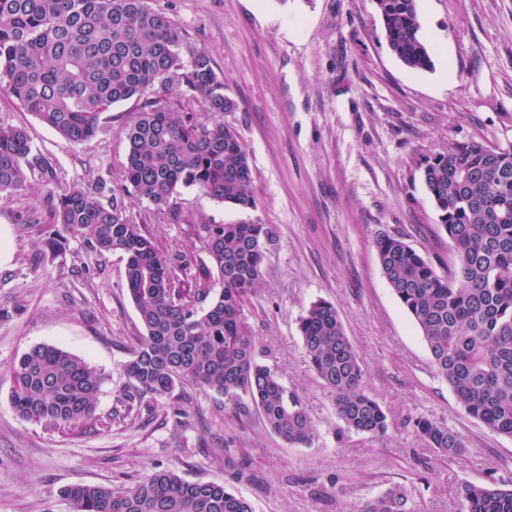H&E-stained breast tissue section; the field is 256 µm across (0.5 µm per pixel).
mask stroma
I'll return each instance as SVG.
<instances>
[{
    "mask_svg": "<svg viewBox=\"0 0 512 512\" xmlns=\"http://www.w3.org/2000/svg\"><path fill=\"white\" fill-rule=\"evenodd\" d=\"M206 54L237 105L225 113L249 152L256 206L240 209L183 191V210L212 224H273L263 280L248 321L266 361L302 399L310 446H290L259 421L239 422L221 397L154 401L152 415L113 417L129 386L123 364L142 327L121 253L68 238L51 251L41 202L82 184L111 204L122 180L120 133L133 104L102 116V133L75 145L0 98V123L25 127L48 169L27 191L0 194L9 264L0 266V512H73L63 489L135 483L156 469L223 483L254 512H358L399 484L418 512H465L461 482L512 479V439L471 418L438 374L379 265L375 238L403 234L436 268L453 260L421 178L426 158L454 142L512 146V0H418L434 66H405L390 50L376 0H149ZM162 250L200 258L185 225L148 203L132 208ZM333 302L388 415L384 436L344 428L304 356L298 321ZM61 347L104 381L93 420L58 432L18 417L13 361L32 346ZM448 425L463 455L446 459L417 434V418Z\"/></svg>",
    "mask_w": 512,
    "mask_h": 512,
    "instance_id": "35a3bbf8",
    "label": "stroma"
}]
</instances>
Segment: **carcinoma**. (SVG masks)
<instances>
[{
  "mask_svg": "<svg viewBox=\"0 0 512 512\" xmlns=\"http://www.w3.org/2000/svg\"><path fill=\"white\" fill-rule=\"evenodd\" d=\"M392 53L406 66L432 67L417 0H377ZM182 35L148 0H0V95L73 144L101 131V116L136 100L121 132L127 142L122 196L104 204L82 185L44 196L47 244L65 236L125 259L129 298L143 328L124 373L134 390L120 398L123 418L144 403L189 398L186 387L224 397L235 416L261 418L290 446H308L313 423L301 401L265 356L247 321L278 237L272 224H208L181 208L194 189L222 204L252 208L249 153L224 113L236 103L210 59L181 54ZM179 95L172 96L174 90ZM43 166L25 128L0 124V193L27 190ZM422 181L448 236L454 259L439 274L429 256L400 235L374 241L382 273L417 325L439 375L465 412L512 439V147L471 140L425 161ZM148 202L187 226L209 263L196 275L182 251H162L148 225L130 210ZM221 285L213 288L212 282ZM305 356L334 399L348 430L379 437L388 417L364 385L365 370L336 306L312 302L298 324ZM10 403L19 417L46 429L72 430L93 418L102 374L52 345H36L12 366ZM415 428L448 458L465 445L447 425L420 418ZM466 512H512V483L489 477L463 482ZM65 496L74 512H253L225 484L191 482L173 470L132 486L82 485ZM359 512H416L404 487L393 485Z\"/></svg>",
  "mask_w": 512,
  "mask_h": 512,
  "instance_id": "cac0c4a2",
  "label": "carcinoma"
}]
</instances>
